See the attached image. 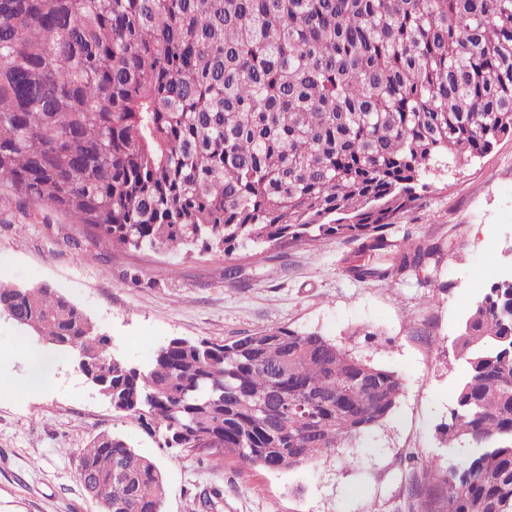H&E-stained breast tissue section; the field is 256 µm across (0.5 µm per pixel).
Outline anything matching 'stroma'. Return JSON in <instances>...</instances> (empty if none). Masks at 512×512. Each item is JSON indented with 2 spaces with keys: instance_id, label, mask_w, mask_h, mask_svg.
I'll list each match as a JSON object with an SVG mask.
<instances>
[{
  "instance_id": "obj_1",
  "label": "stroma",
  "mask_w": 512,
  "mask_h": 512,
  "mask_svg": "<svg viewBox=\"0 0 512 512\" xmlns=\"http://www.w3.org/2000/svg\"><path fill=\"white\" fill-rule=\"evenodd\" d=\"M437 242L436 263L392 283L358 282L341 259L352 245L327 238L259 256L237 254V283H224L220 253L184 256L119 250L80 252L82 225L47 206L18 209L0 189V280L46 285L83 309L112 349L140 365L172 337L232 341L282 327L317 332L396 371L403 388L379 427L332 458L289 472L248 469L159 448L56 353L0 317V512H101L78 478L81 448L102 432L123 435L152 458L165 482L163 512H404L415 458L446 462L437 432L448 419L461 365L451 344L471 302L512 247V138L432 179L415 209L388 227ZM53 365L47 389L31 391L30 357Z\"/></svg>"
}]
</instances>
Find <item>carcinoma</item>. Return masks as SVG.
Instances as JSON below:
<instances>
[{
  "label": "carcinoma",
  "mask_w": 512,
  "mask_h": 512,
  "mask_svg": "<svg viewBox=\"0 0 512 512\" xmlns=\"http://www.w3.org/2000/svg\"><path fill=\"white\" fill-rule=\"evenodd\" d=\"M512 137V0H0V183L95 248L262 254L355 244L359 282L441 247L387 237L429 179ZM471 306L465 368L438 426L445 466L413 463L404 509L512 512V291ZM32 322L161 446L269 471L358 442L389 417L394 371L317 332L175 337L137 368L64 295L0 281ZM111 512H161L156 462L120 434L80 451Z\"/></svg>",
  "instance_id": "obj_1"
}]
</instances>
